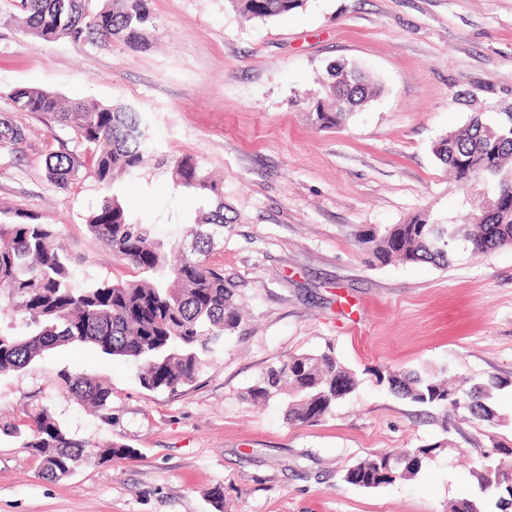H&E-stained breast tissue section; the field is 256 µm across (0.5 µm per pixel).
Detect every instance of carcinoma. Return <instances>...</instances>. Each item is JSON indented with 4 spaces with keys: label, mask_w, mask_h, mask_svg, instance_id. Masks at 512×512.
Masks as SVG:
<instances>
[{
    "label": "carcinoma",
    "mask_w": 512,
    "mask_h": 512,
    "mask_svg": "<svg viewBox=\"0 0 512 512\" xmlns=\"http://www.w3.org/2000/svg\"><path fill=\"white\" fill-rule=\"evenodd\" d=\"M244 19L265 20L290 13L304 0H227ZM22 17L8 16L28 35L45 41L67 40L75 46L122 39L132 49L146 45L145 32L153 24L148 0H20ZM380 87L365 73L345 63L329 65L327 78L315 101V123L321 128L341 125L368 104ZM6 97L20 112L41 116L55 127H71L77 142L91 152V174L104 191L97 211L89 216L88 232L112 254L132 267L130 281H88L72 259L55 244L50 224L0 222V374L22 370L50 350L72 343L89 344L102 354L126 360L136 368L148 390L176 391L196 381L224 346L226 334L240 323L236 289L224 270L207 262L215 241L224 239L223 187L201 169L190 155L159 158L168 167L173 186L202 198H214V210L203 213L190 229L193 248L181 236L165 242L152 224L134 219L115 188L121 177L135 178L147 159L154 157L155 139L139 110L128 105H99L63 101L30 86H14ZM437 159L463 186L483 178L492 192H479L475 208L481 220L472 226L446 224L435 237V223L415 214L405 224H393L368 233L370 262L431 263L446 268L454 255L472 257L512 245V116L489 122L481 115L466 126L441 137L434 145ZM78 170L71 152L51 156L48 180L65 190ZM375 381L412 403L459 410L489 420L495 416L489 402L506 381L490 377L470 386H448L440 369L383 373L370 371ZM67 392L93 408L100 419H110L112 389L82 374L61 375ZM360 384L358 374L329 348L319 354L293 355L269 367L246 391L256 402L282 399L288 420L296 424L320 421ZM21 445L37 455L46 475L61 479L96 459L131 458L135 451L110 444L96 455L72 437L51 410L33 417L28 431L8 429ZM427 448L403 455L375 454L346 470L344 481L378 488L416 475ZM475 478L483 493L498 496L496 504H512V477L496 474L485 464Z\"/></svg>",
    "instance_id": "obj_1"
}]
</instances>
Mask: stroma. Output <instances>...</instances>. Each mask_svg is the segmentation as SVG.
I'll use <instances>...</instances> for the list:
<instances>
[{
	"label": "stroma",
	"mask_w": 512,
	"mask_h": 512,
	"mask_svg": "<svg viewBox=\"0 0 512 512\" xmlns=\"http://www.w3.org/2000/svg\"><path fill=\"white\" fill-rule=\"evenodd\" d=\"M149 8L141 50L118 39L47 42L0 23V90L133 105L158 156H193L222 181L224 239L208 261L234 285L244 317L175 392L144 388L130 363L87 344L0 375V429L46 406L76 439L135 451L54 480L0 432V512H448L478 498L474 470L512 448V246L445 269L382 266L369 263L360 238L419 212L471 223L468 193L433 145L472 114L512 106V0H305L263 22L227 0ZM337 61L365 69L383 92L322 129L312 95ZM5 116L26 138L0 140V220L25 214L53 225L88 280L132 279L87 232L103 196L89 164L65 191L46 177L52 154L77 151L73 131L0 97ZM120 189L129 213L162 239L199 207L153 164ZM329 348L362 382L322 420L291 424L282 401L247 399L269 366ZM440 366L456 379H506L493 398L498 420L445 416L373 376ZM64 372L111 388V421L65 394ZM416 448L426 454L414 477L377 489L343 480L371 454Z\"/></svg>",
	"instance_id": "obj_1"
}]
</instances>
